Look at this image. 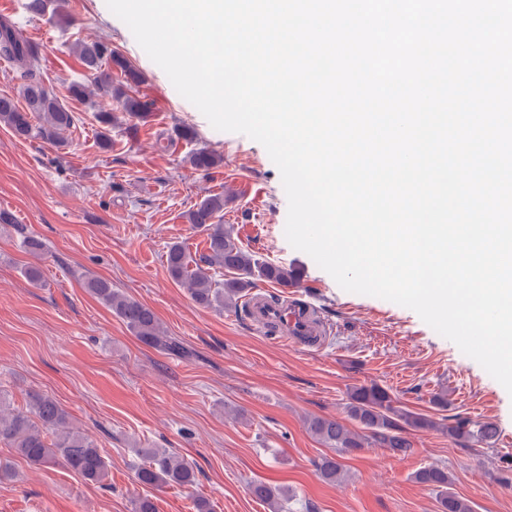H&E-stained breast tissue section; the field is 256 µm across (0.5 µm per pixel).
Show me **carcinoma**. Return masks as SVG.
Here are the masks:
<instances>
[{
    "mask_svg": "<svg viewBox=\"0 0 512 512\" xmlns=\"http://www.w3.org/2000/svg\"><path fill=\"white\" fill-rule=\"evenodd\" d=\"M76 53L83 66L95 79L96 86L111 96L117 110L126 121L147 119L151 103L137 94L143 82L142 73L121 53L99 43H80ZM0 57L20 69L23 79L20 96L0 95V124L24 139H40L58 147L66 144L64 132L75 116L60 98L48 91L38 74L39 56L31 42L21 38L12 25L0 21ZM120 71L123 81L112 84V70ZM100 125V143L111 144L112 126L118 116L110 111L96 114ZM191 167L204 175L219 167L221 155L202 147L188 157ZM192 227L206 233V248L196 257L183 244L167 247L166 265L172 280L185 284L191 298L201 307L218 310L237 307L256 281L265 280L283 287L300 285L295 270L284 265L263 261L246 250L224 226V196L211 195L201 199L187 215ZM84 288L118 317L144 344L168 354L183 356L186 350L177 339L165 334L155 312L142 302L114 288L112 283L97 276H87ZM6 398L0 393V442L6 443L32 465L50 467L58 464L91 483L101 484L108 476L101 449L88 434L70 425L69 414L52 396L32 392L26 410L5 412ZM348 415L358 427L352 431L335 418L313 417L307 429L324 446L339 456L355 455L376 443L397 456L412 452L410 432L441 429L453 442L469 446L490 445L495 441L496 428L490 422L458 419L452 424L413 412L398 404L390 389L379 384H361L348 392ZM134 463L136 480L157 488L166 486L192 487L197 477L194 465L172 448H136ZM319 477L336 482L342 476L336 459L324 457L316 463ZM415 479L437 492L442 512H473L469 500L451 491L448 471L438 465H428L415 473ZM249 491L256 499L269 503L289 493L264 482H252Z\"/></svg>",
    "mask_w": 512,
    "mask_h": 512,
    "instance_id": "carcinoma-1",
    "label": "carcinoma"
}]
</instances>
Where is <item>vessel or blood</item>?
<instances>
[{"mask_svg":"<svg viewBox=\"0 0 512 512\" xmlns=\"http://www.w3.org/2000/svg\"><path fill=\"white\" fill-rule=\"evenodd\" d=\"M245 312L259 333L295 348H318L324 340L325 327L314 308L293 300L274 302L249 296Z\"/></svg>","mask_w":512,"mask_h":512,"instance_id":"obj_1","label":"vessel or blood"}]
</instances>
